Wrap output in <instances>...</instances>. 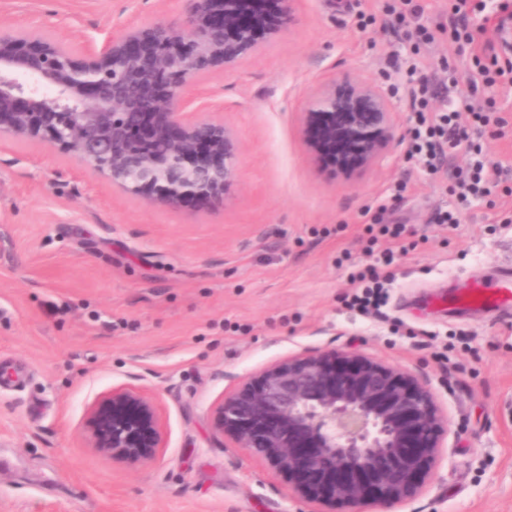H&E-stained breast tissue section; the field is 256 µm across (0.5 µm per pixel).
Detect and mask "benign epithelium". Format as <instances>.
<instances>
[{"label": "benign epithelium", "instance_id": "benign-epithelium-1", "mask_svg": "<svg viewBox=\"0 0 512 512\" xmlns=\"http://www.w3.org/2000/svg\"><path fill=\"white\" fill-rule=\"evenodd\" d=\"M298 2L188 0L181 24L130 27L79 52L1 26L0 139L46 142L170 208L220 205L238 179L240 144L223 123L184 111L186 90L293 25ZM303 139L312 162L334 155L331 175L356 180L398 143L391 99L379 83L328 85L303 112ZM88 415L87 447L115 462L147 466L164 448L157 406L141 390L114 388ZM214 427L310 512H389L415 498L446 434L428 387L336 346L267 366L217 406Z\"/></svg>", "mask_w": 512, "mask_h": 512}]
</instances>
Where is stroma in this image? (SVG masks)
<instances>
[{
	"instance_id": "obj_1",
	"label": "stroma",
	"mask_w": 512,
	"mask_h": 512,
	"mask_svg": "<svg viewBox=\"0 0 512 512\" xmlns=\"http://www.w3.org/2000/svg\"><path fill=\"white\" fill-rule=\"evenodd\" d=\"M386 0H301L297 24L188 90L197 119L241 146L223 206L173 209L112 186L73 154L0 143V512H302L260 458L214 433L225 397L290 355L351 347L406 370L447 419L422 492L394 512H512V323L433 313L426 298L512 263V90L471 89L447 37L415 47L382 28ZM185 0H0V24L80 49L130 26L180 23ZM376 23H369V16ZM455 60L460 91L495 101L473 139L487 194L460 199L455 148L423 173L398 142L349 183L319 172L301 133L308 99L351 78L413 120L406 69ZM456 224L436 221L438 209ZM404 225L397 243L383 226ZM392 248L381 315L344 302ZM124 386L156 402L166 442L130 469L87 448V407Z\"/></svg>"
}]
</instances>
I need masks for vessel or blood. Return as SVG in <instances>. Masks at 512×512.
Segmentation results:
<instances>
[{"instance_id": "vessel-or-blood-1", "label": "vessel or blood", "mask_w": 512, "mask_h": 512, "mask_svg": "<svg viewBox=\"0 0 512 512\" xmlns=\"http://www.w3.org/2000/svg\"><path fill=\"white\" fill-rule=\"evenodd\" d=\"M448 310L466 314L478 310L498 312L501 320L512 321V268L503 271L495 282L473 281L448 296Z\"/></svg>"}]
</instances>
